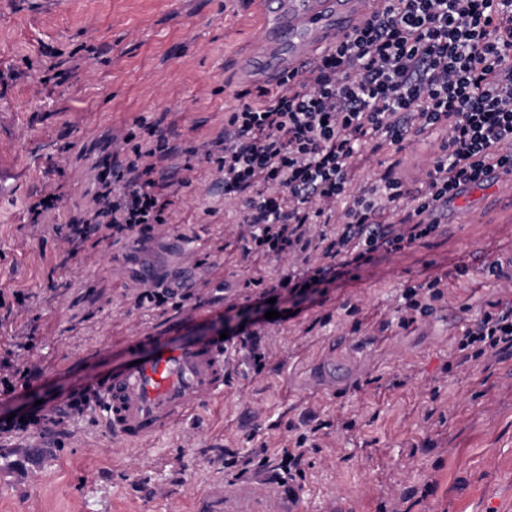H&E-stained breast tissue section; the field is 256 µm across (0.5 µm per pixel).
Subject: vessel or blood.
Masks as SVG:
<instances>
[{
	"mask_svg": "<svg viewBox=\"0 0 512 512\" xmlns=\"http://www.w3.org/2000/svg\"><path fill=\"white\" fill-rule=\"evenodd\" d=\"M377 7V0H257L259 28L231 60L234 83L277 86L300 75ZM126 350L141 353L140 363L120 366L102 385L105 424L115 442H148L224 392V341L175 343L169 333L148 331Z\"/></svg>",
	"mask_w": 512,
	"mask_h": 512,
	"instance_id": "b4317fda",
	"label": "vessel or blood"
}]
</instances>
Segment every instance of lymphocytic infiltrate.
Masks as SVG:
<instances>
[{"mask_svg":"<svg viewBox=\"0 0 512 512\" xmlns=\"http://www.w3.org/2000/svg\"><path fill=\"white\" fill-rule=\"evenodd\" d=\"M380 7L301 77L225 112L207 145L241 226L243 261L288 260V273L253 286L262 300L301 302L376 254L439 234L430 214L489 170L512 173V0H379ZM438 134L421 178L396 165L362 179L365 148L402 147ZM165 144H134L125 164H101L89 205L66 224L68 265L91 237L142 241L166 224L177 195L159 183ZM441 278L406 288V326L443 296ZM512 350V308L484 312L457 340L460 363ZM92 387L72 391L51 412L0 420V436L55 432L98 402Z\"/></svg>","mask_w":512,"mask_h":512,"instance_id":"obj_1","label":"lymphocytic infiltrate"}]
</instances>
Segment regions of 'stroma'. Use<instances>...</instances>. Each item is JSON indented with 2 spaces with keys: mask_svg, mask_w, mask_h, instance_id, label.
Here are the masks:
<instances>
[{
  "mask_svg": "<svg viewBox=\"0 0 512 512\" xmlns=\"http://www.w3.org/2000/svg\"><path fill=\"white\" fill-rule=\"evenodd\" d=\"M254 21L252 0H0V292L28 297L0 309V356L30 332L40 369L29 387L0 396V418L50 409L125 363L128 337L175 328L181 310L135 304L149 273L202 288L210 315L199 334L220 336L225 320L255 309L238 228L202 152L225 111L242 103L229 66ZM48 49L72 69L68 81L44 82L27 68ZM154 123L177 151L158 177L192 179L171 224L189 259L159 237L103 242L49 289L61 243L33 231L30 197L56 187L70 204H86L98 163ZM436 151L431 137L400 152L385 146L364 173L399 159L411 174ZM487 250H512V199L493 185L459 208L445 235L377 255L356 278L293 308L275 303L277 318L261 328L263 372L241 364L222 396L146 447L113 446L98 407L65 433L0 440V512H287L292 488L304 512H336L340 495L348 512H393L399 497L406 512H512V351L464 372L448 365L465 328L512 302V288L479 259ZM437 271L446 290L432 318L400 326L405 287ZM326 354L333 380L308 386ZM340 415L356 428H332ZM319 422L328 429L291 488L269 486L261 473L226 482L225 454L261 451L276 465L281 448Z\"/></svg>",
  "mask_w": 512,
  "mask_h": 512,
  "instance_id": "35a3bbf8",
  "label": "stroma"
}]
</instances>
